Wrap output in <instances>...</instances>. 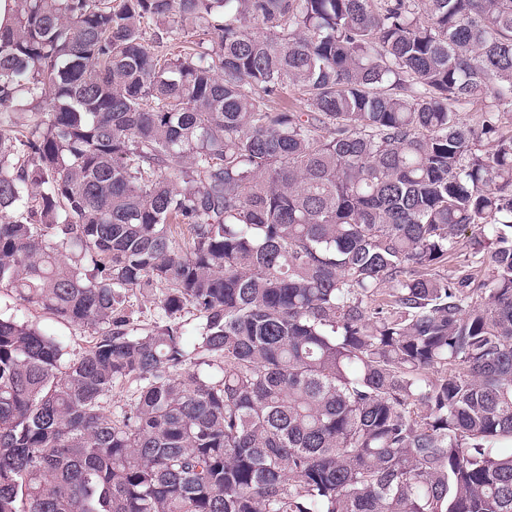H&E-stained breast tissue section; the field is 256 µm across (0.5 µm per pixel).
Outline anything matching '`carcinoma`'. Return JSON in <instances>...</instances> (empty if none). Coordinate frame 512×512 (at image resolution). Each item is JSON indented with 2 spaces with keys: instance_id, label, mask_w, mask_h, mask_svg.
<instances>
[{
  "instance_id": "carcinoma-1",
  "label": "carcinoma",
  "mask_w": 512,
  "mask_h": 512,
  "mask_svg": "<svg viewBox=\"0 0 512 512\" xmlns=\"http://www.w3.org/2000/svg\"><path fill=\"white\" fill-rule=\"evenodd\" d=\"M2 292L0 512H512V0H14ZM129 298H127V308L131 313L133 324L137 328H153L158 325L172 324L173 322H181L180 325H183V330L186 336H193L194 332V321L187 318L189 315L182 316L175 321L160 319L157 316V304L159 303V299L161 296L156 294V296L146 297L142 296L138 292H129ZM187 320V321H186ZM158 323V324H157ZM0 313L2 316L15 317L21 321H28L38 325L53 336L58 337L70 353L84 351L95 336L91 329H80L77 326L58 321L49 315L43 314L38 309L16 301L2 293L0 301Z\"/></svg>"
}]
</instances>
